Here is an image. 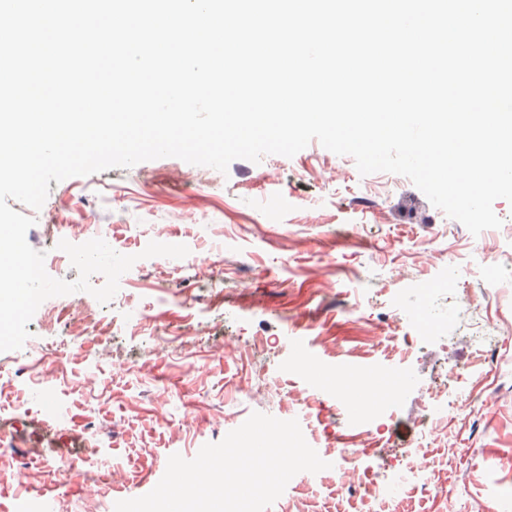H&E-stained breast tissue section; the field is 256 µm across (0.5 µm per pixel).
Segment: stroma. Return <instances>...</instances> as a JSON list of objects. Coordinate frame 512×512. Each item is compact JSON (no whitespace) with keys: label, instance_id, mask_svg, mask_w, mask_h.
Listing matches in <instances>:
<instances>
[{"label":"stroma","instance_id":"stroma-1","mask_svg":"<svg viewBox=\"0 0 512 512\" xmlns=\"http://www.w3.org/2000/svg\"><path fill=\"white\" fill-rule=\"evenodd\" d=\"M29 245L47 273L75 280L60 240L105 234L138 260L107 304L85 292L40 305L22 349L0 352V512H114L150 492L171 454L194 458L252 412L298 420L331 460L358 465L386 497L365 502L327 469L290 482L267 512H512V203L504 228L473 236L405 176L360 175L313 141L287 158L233 161L227 173L161 158L50 183ZM187 259L141 258L149 242ZM487 247L498 278L476 264ZM222 257L220 268L209 259ZM472 273L424 299L456 265ZM418 309L440 330L417 346ZM94 316L65 328L74 310ZM319 367L403 373L381 419L312 391L291 369L297 345ZM424 457L437 493L411 482Z\"/></svg>","mask_w":512,"mask_h":512}]
</instances>
